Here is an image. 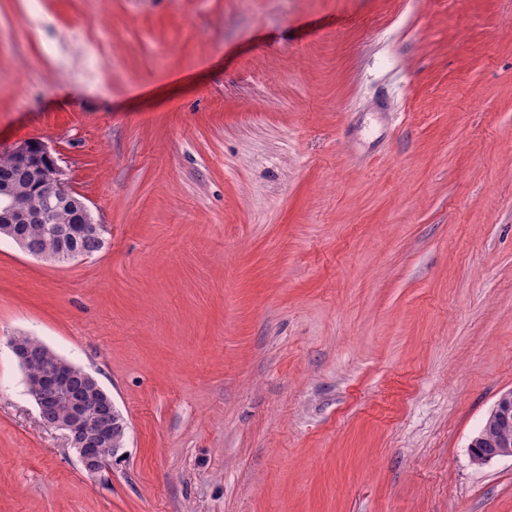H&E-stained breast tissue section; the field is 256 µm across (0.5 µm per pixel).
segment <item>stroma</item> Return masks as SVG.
Segmentation results:
<instances>
[{
	"instance_id": "35a3bbf8",
	"label": "stroma",
	"mask_w": 512,
	"mask_h": 512,
	"mask_svg": "<svg viewBox=\"0 0 512 512\" xmlns=\"http://www.w3.org/2000/svg\"><path fill=\"white\" fill-rule=\"evenodd\" d=\"M29 139L107 233L0 239V512H512V0H0ZM19 335L122 412L102 472ZM494 408L487 416L478 434L472 440L471 444H476L478 448L489 449L487 454L480 453L478 457H474L476 462L490 461L494 458H512V418L507 422L501 418H509V415H512V398L510 407L507 408L505 406L501 410V417L495 415ZM490 448L493 449L491 450Z\"/></svg>"
}]
</instances>
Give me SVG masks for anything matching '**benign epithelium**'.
<instances>
[{"instance_id":"obj_1","label":"benign epithelium","mask_w":512,"mask_h":512,"mask_svg":"<svg viewBox=\"0 0 512 512\" xmlns=\"http://www.w3.org/2000/svg\"><path fill=\"white\" fill-rule=\"evenodd\" d=\"M47 166H39L34 173V184L42 190L45 198L43 210L36 216L29 213L25 205L27 190L7 183L0 184V199L7 200V206L0 213V238L16 243L22 250H28L26 242L17 237L13 224L24 221L38 224L43 233L56 239L57 251L52 256L36 253L34 257L57 262H74L83 259L75 247V235H93L104 239V226L96 222L85 198L76 192L65 177L48 147L38 143ZM67 210L71 221L62 224L58 214ZM9 347L22 370H27L29 350L27 341L15 337ZM46 362L41 373L25 377L29 395L34 399L43 424L49 428L67 433L81 464L91 474L104 468L103 451L114 446L115 432L112 419L117 410L112 397L102 388L98 380L86 370H77L72 362L62 358L51 349H46ZM65 408V415L48 418L47 411Z\"/></svg>"}]
</instances>
